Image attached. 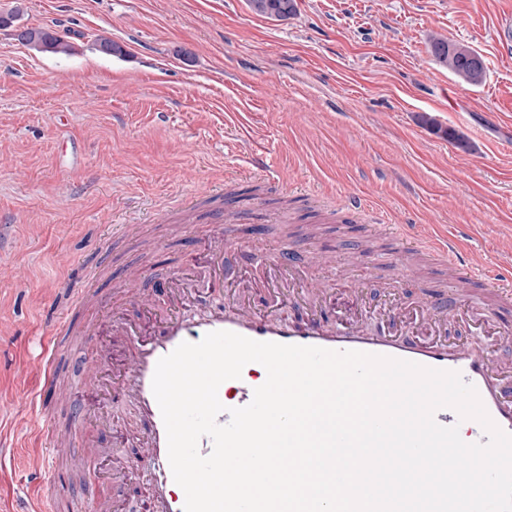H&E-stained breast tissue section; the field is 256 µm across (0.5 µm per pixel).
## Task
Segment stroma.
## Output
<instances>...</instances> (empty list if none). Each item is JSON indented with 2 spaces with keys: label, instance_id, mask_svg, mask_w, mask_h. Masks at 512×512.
<instances>
[{
  "label": "stroma",
  "instance_id": "1",
  "mask_svg": "<svg viewBox=\"0 0 512 512\" xmlns=\"http://www.w3.org/2000/svg\"><path fill=\"white\" fill-rule=\"evenodd\" d=\"M16 3L19 26L66 34L74 52L43 54L0 29V512L39 481L65 499L105 494L120 512H146L150 487L114 475L111 459L79 477L42 471L32 399L46 314L68 303L62 284L84 287L105 267L96 287L108 293L140 266L158 305L156 283L180 266L208 288L209 227L152 220L180 223L185 198L239 216L225 280L278 252L286 233L300 264L335 255L331 304L345 313L361 287L371 328L381 308L442 292L453 314L467 305L456 273L430 255L395 287L384 223L456 231L465 256L512 253V57L494 40L503 0H297L285 20L247 0H0V11ZM436 30L481 55L482 84L436 64ZM101 35L126 57L98 51ZM214 185L226 192L216 204ZM350 202L360 214L339 220ZM111 224L133 232L104 245ZM70 370V394L48 404L110 413L103 446L146 456L127 431L136 409L84 384L82 356Z\"/></svg>",
  "mask_w": 512,
  "mask_h": 512
}]
</instances>
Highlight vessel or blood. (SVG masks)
<instances>
[{
	"label": "vessel or blood",
	"mask_w": 512,
	"mask_h": 512,
	"mask_svg": "<svg viewBox=\"0 0 512 512\" xmlns=\"http://www.w3.org/2000/svg\"><path fill=\"white\" fill-rule=\"evenodd\" d=\"M496 41L504 55L512 54V6L499 16ZM389 232L399 241V259L424 252L436 256L444 266L480 284L484 293L495 298L512 293V283L490 277L488 262L463 263L458 257L459 245L447 235L424 234L406 224H392ZM231 234L230 225H217L212 237L209 266L212 279L209 291L224 294L222 304L208 301L209 292H201L198 284L181 271L172 272L159 285L164 298L163 309L141 304V317L126 313L125 303L138 298L137 279H127L111 296H101L93 286L68 289V307L53 313L44 340L41 371L47 386H55L71 344L80 349L91 348L96 313L109 312L112 333L129 346L121 370L105 385L115 401L134 404L140 415L138 446L147 448L145 461L127 462L123 477L144 476L154 494L150 512H183L184 492L178 491L168 460V443L159 405L152 391L156 365L182 342H199L207 333L230 331L261 342L316 346L334 351H361L420 364L422 366L459 372L472 384L492 421L504 432L512 434V391L504 382L512 377L482 342L474 339L477 317L461 318L464 337L448 335V313L444 299H436L426 309H402L385 314L377 331L366 330L363 315L354 311L343 321L326 304L323 294L306 298L309 316L303 320L289 317L288 291L306 283L305 273L287 264L282 255L263 259V286L274 299L273 312L257 310L252 301V285L248 282L228 288L224 285V239ZM233 407L248 405L260 385L258 377L242 375L233 380ZM438 424L459 425L468 443L487 442L482 425L473 419L460 420L456 410L444 407L435 413Z\"/></svg>",
	"instance_id": "obj_1"
}]
</instances>
